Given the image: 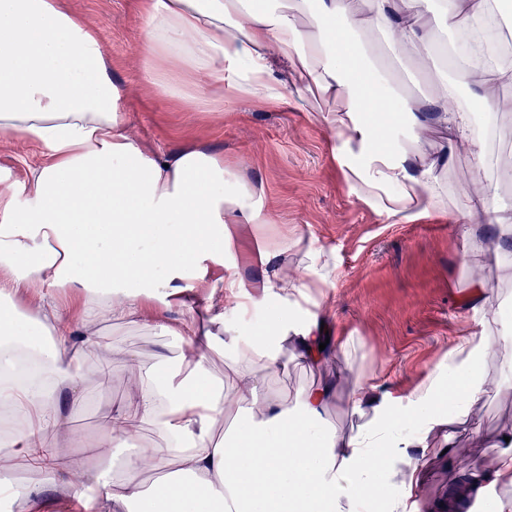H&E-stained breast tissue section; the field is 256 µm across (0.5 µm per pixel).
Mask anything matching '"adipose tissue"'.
<instances>
[{
  "instance_id": "1",
  "label": "adipose tissue",
  "mask_w": 512,
  "mask_h": 512,
  "mask_svg": "<svg viewBox=\"0 0 512 512\" xmlns=\"http://www.w3.org/2000/svg\"><path fill=\"white\" fill-rule=\"evenodd\" d=\"M140 47L146 81L164 95L195 100L207 77L230 97L316 110L332 131V157L348 190L379 219L412 224L442 212L439 170L445 160L407 150L404 135L425 127L385 76L360 53L365 26L350 0H310L312 19L284 0H141ZM489 0H374L375 24L418 55L430 48L431 26L463 36L453 52L469 59L491 41ZM289 67L296 94L274 68ZM473 87L459 101L446 81L435 121L449 147L479 149L473 117L512 109L489 85H512V65H481L465 74ZM103 46L91 25L57 0H0V132L39 143L45 161L26 185L0 173V495L26 501L30 488L52 492L65 471L75 498L100 495L108 512H418L421 464L408 453L458 450L447 431L484 394L486 338L456 346L406 397L373 401L357 392L352 409L368 414L346 434L328 426L333 385L292 396L263 389L262 372L293 361L333 364L351 337L321 348L317 323L301 318L309 283L283 261L285 247L262 246L258 297L275 307L266 331L228 343L224 380L213 353L223 314L208 324L171 319L163 310L177 293L224 269V296L243 299L242 282L224 263L232 224H265L257 189L224 166L206 144L166 154L132 138ZM64 288L77 312L44 302ZM28 302L19 305L17 294ZM161 328L181 341L176 358L147 366L124 355L125 402L90 436L50 441L65 425L63 399L78 403L100 362L112 357L103 322ZM37 377L6 376L18 361ZM152 428L159 443L141 442ZM93 448L99 471L73 460L72 447ZM27 475L15 483L16 473ZM499 491L489 512H512V441L463 492Z\"/></svg>"
}]
</instances>
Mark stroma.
I'll return each instance as SVG.
<instances>
[{"label": "stroma", "instance_id": "stroma-1", "mask_svg": "<svg viewBox=\"0 0 512 512\" xmlns=\"http://www.w3.org/2000/svg\"><path fill=\"white\" fill-rule=\"evenodd\" d=\"M62 10L87 20L111 64L122 91V107L131 134L161 152L207 143L223 153L224 164L248 184L261 188L270 223L236 224L224 247V262L237 267L244 282L260 269L250 259L256 242L288 245V266L305 273L309 255L322 253L336 264L331 284L313 289L311 312L324 320L329 335L355 340L354 366L337 361L338 396L326 418L337 430L351 432L364 422L350 406L356 375L369 381L368 396L408 395L444 360L452 348L472 337L499 336L503 324L493 311L512 306V247L506 246L496 219L512 207V176H504L503 158H512V111L496 116V130L486 138L484 159L469 148L449 149L442 134L431 132L422 148L446 155L442 172L447 215L435 214L414 224L379 220L350 195L330 153L331 131L306 112L275 108L245 97L229 98L199 79L203 106L164 96L144 78L138 53L144 21L138 0H58ZM364 52L386 70L391 85L425 102L434 101L449 72L429 56L405 52L393 33L371 29ZM43 158L32 141L0 134V170L18 184L29 180ZM487 191L478 222L449 223L448 214L466 208L478 188ZM482 281L484 303L467 299L472 281ZM254 319L224 309V283L214 278L203 287L175 296L169 317L192 315L206 320L209 311L225 312L224 335L263 332L273 304L255 300ZM114 348L139 352L153 363L159 343L174 355L178 341L160 331L127 323L104 325ZM122 361H109L102 378L92 381L84 401L67 409L72 431L96 432L106 414L125 399ZM489 394L462 422L453 425L456 447L471 451L468 468L449 463L447 455L430 458L418 490L420 512H442V503L472 472L488 466L504 431L512 429V352L491 347L482 365Z\"/></svg>", "mask_w": 512, "mask_h": 512}]
</instances>
